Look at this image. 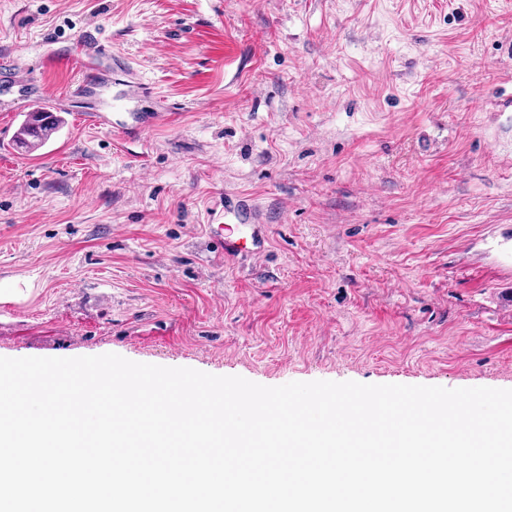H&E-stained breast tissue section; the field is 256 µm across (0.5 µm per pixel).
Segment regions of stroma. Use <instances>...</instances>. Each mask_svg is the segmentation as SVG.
Returning a JSON list of instances; mask_svg holds the SVG:
<instances>
[{"label":"stroma","mask_w":512,"mask_h":512,"mask_svg":"<svg viewBox=\"0 0 512 512\" xmlns=\"http://www.w3.org/2000/svg\"><path fill=\"white\" fill-rule=\"evenodd\" d=\"M86 31L136 138L84 119ZM2 61L65 124L0 147V357L512 389V0H0ZM84 46L88 55L99 63L105 64L112 62V65L122 63L123 66H129V63L124 56L115 50L112 51L111 45L103 43L92 32H86ZM155 118H145L143 112H113L112 114V131L130 136L132 131H141L150 127ZM233 215H234V218H235V221L240 224L239 226L240 227H237V230H238V233L235 234L234 232H231V230L229 228H224V230H229L230 233L226 234L224 233V237L221 238L220 240V247L222 249V251L224 252V257L226 258H234L236 256H238L241 252V247H240V241L243 239V236L245 235H250L251 239L253 241H255V237H254V233L255 231L253 230L252 232L249 233V230L251 229V226L253 221V213H252V210L251 209H244V208H241V209H237V211H234L233 212Z\"/></svg>","instance_id":"1"}]
</instances>
